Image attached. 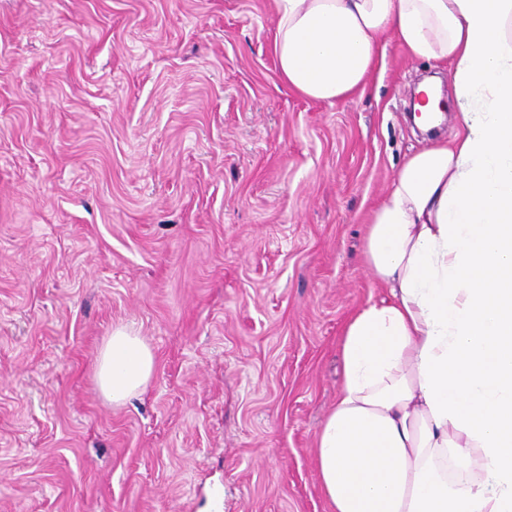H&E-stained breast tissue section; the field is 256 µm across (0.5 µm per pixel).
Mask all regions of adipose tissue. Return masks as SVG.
<instances>
[{
    "instance_id": "adipose-tissue-1",
    "label": "adipose tissue",
    "mask_w": 512,
    "mask_h": 512,
    "mask_svg": "<svg viewBox=\"0 0 512 512\" xmlns=\"http://www.w3.org/2000/svg\"><path fill=\"white\" fill-rule=\"evenodd\" d=\"M282 84L365 91L381 39L450 64L452 142L408 156L365 239L387 300L349 321L343 380L317 431L332 512H512V0H274ZM154 358L126 328L96 359L112 404Z\"/></svg>"
}]
</instances>
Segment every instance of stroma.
Segmentation results:
<instances>
[{
  "instance_id": "1",
  "label": "stroma",
  "mask_w": 512,
  "mask_h": 512,
  "mask_svg": "<svg viewBox=\"0 0 512 512\" xmlns=\"http://www.w3.org/2000/svg\"><path fill=\"white\" fill-rule=\"evenodd\" d=\"M273 0H0V512H330L314 443L407 113L447 67L387 41L365 92L281 84ZM133 329L146 389L96 357ZM153 369V354L145 342L117 327L98 353L97 387L107 401L119 405L149 383Z\"/></svg>"
}]
</instances>
